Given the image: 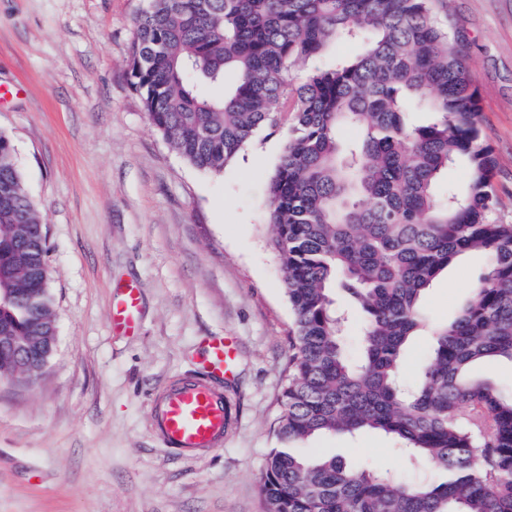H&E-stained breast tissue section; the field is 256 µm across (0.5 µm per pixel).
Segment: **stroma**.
<instances>
[{"instance_id": "stroma-1", "label": "stroma", "mask_w": 512, "mask_h": 512, "mask_svg": "<svg viewBox=\"0 0 512 512\" xmlns=\"http://www.w3.org/2000/svg\"><path fill=\"white\" fill-rule=\"evenodd\" d=\"M146 0H0V131L13 142L50 245L58 344L34 383L0 377V512H264L259 477L274 445L291 309L267 240L265 183L287 125L262 130L223 174L183 161L130 84ZM439 19L467 45L512 223V0H449ZM482 255L425 292L431 323L453 319ZM140 290L141 327L115 330L111 303ZM232 337L222 384L232 424L202 457L159 443L152 403L199 375L206 341ZM354 468L415 478L378 432L303 446Z\"/></svg>"}]
</instances>
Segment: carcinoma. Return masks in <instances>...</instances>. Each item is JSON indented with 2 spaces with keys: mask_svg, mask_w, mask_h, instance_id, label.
Segmentation results:
<instances>
[{
  "mask_svg": "<svg viewBox=\"0 0 512 512\" xmlns=\"http://www.w3.org/2000/svg\"><path fill=\"white\" fill-rule=\"evenodd\" d=\"M343 40L363 54L292 68ZM131 83L152 126L189 165L221 174L262 128L288 141L267 180L269 246L293 312L284 414L261 474L265 512H512V395L470 375L512 363V224L492 220L496 159L460 41L434 0H148L136 19ZM416 112L432 119L417 123ZM357 137L346 140L342 132ZM467 185L439 192L448 167ZM467 251L487 262L452 320L431 325L421 297ZM49 246L10 136L0 132V333L36 347L56 335L44 279ZM365 314L359 355L344 309ZM432 336L417 376L409 339ZM380 431L440 478L352 469L301 445Z\"/></svg>",
  "mask_w": 512,
  "mask_h": 512,
  "instance_id": "1",
  "label": "carcinoma"
}]
</instances>
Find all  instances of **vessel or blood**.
Wrapping results in <instances>:
<instances>
[{"instance_id":"b4317fda","label":"vessel or blood","mask_w":512,"mask_h":512,"mask_svg":"<svg viewBox=\"0 0 512 512\" xmlns=\"http://www.w3.org/2000/svg\"><path fill=\"white\" fill-rule=\"evenodd\" d=\"M112 321L128 332L138 331L139 288H124L121 297L113 301ZM235 355L228 337L212 338L200 361L199 378L169 390L153 403L155 430L163 447L199 453L223 443L229 424L224 396L214 383L231 377Z\"/></svg>"}]
</instances>
